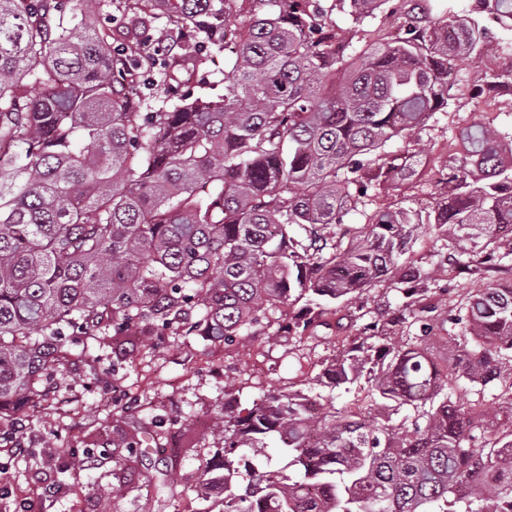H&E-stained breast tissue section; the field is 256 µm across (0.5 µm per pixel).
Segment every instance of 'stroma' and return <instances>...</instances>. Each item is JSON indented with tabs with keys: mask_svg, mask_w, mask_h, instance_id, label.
I'll list each match as a JSON object with an SVG mask.
<instances>
[{
	"mask_svg": "<svg viewBox=\"0 0 512 512\" xmlns=\"http://www.w3.org/2000/svg\"><path fill=\"white\" fill-rule=\"evenodd\" d=\"M452 81L447 111L435 113L412 146L425 163L404 188L415 208L445 187L461 153L463 128L487 123L512 135V89L488 90L484 67L465 56L456 58ZM447 257L438 229L421 225L405 258L426 273L432 304L460 310L473 289L512 285L511 260L498 271L467 275L449 272ZM402 302L397 283L389 280L348 302L320 301L322 326L301 336H272L261 328L226 342L180 328L144 337L117 367L111 347L88 357L72 347L46 388L22 395L0 419V486L9 489L0 496V512H17L22 500L29 512H210L214 500L197 498L192 486L215 450L213 430L224 415L226 395H235L244 408L263 393L297 389L312 396L319 412L370 404L366 384L347 392L318 385L317 378L335 358L338 338L360 335ZM457 398L485 412L472 446L484 445L506 426L501 385L476 386ZM139 424L160 428V439L145 450L151 467L132 478L121 499H112L119 477L110 456L112 431Z\"/></svg>",
	"mask_w": 512,
	"mask_h": 512,
	"instance_id": "1",
	"label": "stroma"
}]
</instances>
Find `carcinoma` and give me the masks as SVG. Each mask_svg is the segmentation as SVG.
Wrapping results in <instances>:
<instances>
[{
  "label": "carcinoma",
  "mask_w": 512,
  "mask_h": 512,
  "mask_svg": "<svg viewBox=\"0 0 512 512\" xmlns=\"http://www.w3.org/2000/svg\"><path fill=\"white\" fill-rule=\"evenodd\" d=\"M238 2L122 0L116 31L105 0H0V413L66 360L71 336L112 344L117 361L137 337L191 321L231 340L278 311V328L300 336L317 326L314 308L286 321L283 307L350 301L392 277L421 224L470 245L464 271L512 256V136L462 129L447 194L423 209L401 192L412 156L386 151L448 106V64L488 57L483 13L512 31V0H475L451 17L418 0L403 34L383 40L364 22L391 0ZM238 10L248 18L233 27ZM342 11L353 27L337 25ZM159 14L197 70L231 46L224 96L172 87L143 111L173 80L160 41L148 46ZM382 194L388 203L355 234L321 233ZM421 277L411 269L405 301L383 315L388 328L419 324V343L366 335L321 381L348 392L363 380L391 414L315 415L300 391L264 394L224 412L197 497L223 490L218 512H512V429L468 446L482 412L446 394L497 380L512 412V288L476 292L468 335L453 338L464 363L441 367L421 342L461 317L427 303ZM269 439L286 466H271ZM141 444L139 431L117 432L112 462L142 471Z\"/></svg>",
  "instance_id": "carcinoma-1"
}]
</instances>
